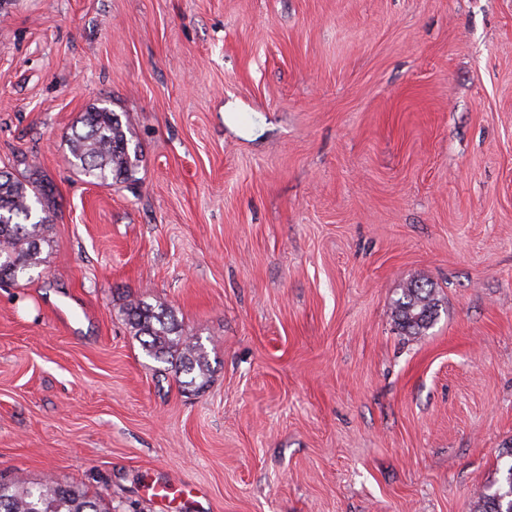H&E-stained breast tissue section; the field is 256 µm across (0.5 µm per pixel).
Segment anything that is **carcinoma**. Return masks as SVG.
<instances>
[{
	"label": "carcinoma",
	"mask_w": 512,
	"mask_h": 512,
	"mask_svg": "<svg viewBox=\"0 0 512 512\" xmlns=\"http://www.w3.org/2000/svg\"><path fill=\"white\" fill-rule=\"evenodd\" d=\"M78 123L80 127L72 129L68 138L73 170L99 185L135 181L141 150L127 137L121 115L107 107L91 106ZM46 200L44 186L22 174L0 170L1 283L16 284L43 263L50 224ZM437 307L433 289L416 283L402 288L394 304L398 325L409 336H420L432 326ZM123 314L134 335L141 338L146 354L169 364L179 384L198 390L207 385V351L199 339L184 333L170 311L139 299L130 301ZM0 512H112V500L72 485H35L19 477L0 476ZM475 512H512V463L504 483L486 493Z\"/></svg>",
	"instance_id": "obj_1"
}]
</instances>
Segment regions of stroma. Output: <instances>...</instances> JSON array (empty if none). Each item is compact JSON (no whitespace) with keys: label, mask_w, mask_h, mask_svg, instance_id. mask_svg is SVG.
<instances>
[{"label":"stroma","mask_w":512,"mask_h":512,"mask_svg":"<svg viewBox=\"0 0 512 512\" xmlns=\"http://www.w3.org/2000/svg\"><path fill=\"white\" fill-rule=\"evenodd\" d=\"M135 184L74 174L90 106ZM50 248L0 286V474L156 512H474L512 446V0H9L0 168ZM419 281L438 316L404 335ZM167 305L207 387L122 309ZM437 307L433 289L416 283L402 288L401 296L394 304L398 325L408 336H420L432 326ZM123 314L146 354L169 364L168 370L180 385L194 386L197 390L207 385L210 377L207 351L198 338L184 333L170 311L139 299L131 300Z\"/></svg>","instance_id":"1"}]
</instances>
